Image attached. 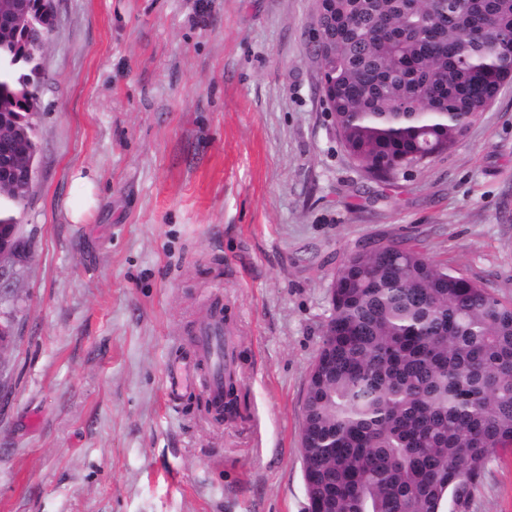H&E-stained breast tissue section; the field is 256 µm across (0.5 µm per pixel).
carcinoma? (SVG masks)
I'll list each match as a JSON object with an SVG mask.
<instances>
[{
	"instance_id": "1",
	"label": "carcinoma",
	"mask_w": 512,
	"mask_h": 512,
	"mask_svg": "<svg viewBox=\"0 0 512 512\" xmlns=\"http://www.w3.org/2000/svg\"><path fill=\"white\" fill-rule=\"evenodd\" d=\"M314 49L338 139L368 180L389 183L453 147L512 82V0H321ZM40 17L0 43V97L39 107L42 72L17 45L48 44ZM36 164V129L12 144ZM24 207L0 190V224ZM303 405L302 454L321 512L463 508L512 448V303L424 251L390 241L350 253L330 285Z\"/></svg>"
}]
</instances>
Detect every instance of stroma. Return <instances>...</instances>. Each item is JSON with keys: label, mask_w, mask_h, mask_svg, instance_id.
Instances as JSON below:
<instances>
[{"label": "stroma", "mask_w": 512, "mask_h": 512, "mask_svg": "<svg viewBox=\"0 0 512 512\" xmlns=\"http://www.w3.org/2000/svg\"><path fill=\"white\" fill-rule=\"evenodd\" d=\"M316 0H56L27 257L12 282L0 512H307L300 425L329 286L400 241L512 301V83L393 183L341 147ZM100 199L73 223L72 176ZM224 295L238 415L165 366ZM465 512H512V450Z\"/></svg>", "instance_id": "obj_1"}]
</instances>
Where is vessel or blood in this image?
I'll use <instances>...</instances> for the list:
<instances>
[{"mask_svg":"<svg viewBox=\"0 0 512 512\" xmlns=\"http://www.w3.org/2000/svg\"><path fill=\"white\" fill-rule=\"evenodd\" d=\"M192 344L185 356L167 363L165 394L169 401L183 398L192 388L203 391L210 402L224 400V369L233 363L234 339L224 330V298L210 297L207 318L192 328Z\"/></svg>","mask_w":512,"mask_h":512,"instance_id":"obj_1","label":"vessel or blood"}]
</instances>
